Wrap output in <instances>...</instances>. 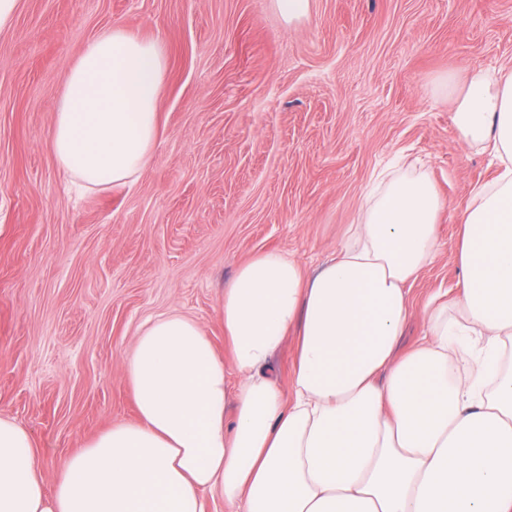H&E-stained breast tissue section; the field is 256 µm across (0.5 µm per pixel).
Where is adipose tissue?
<instances>
[{
    "label": "adipose tissue",
    "mask_w": 512,
    "mask_h": 512,
    "mask_svg": "<svg viewBox=\"0 0 512 512\" xmlns=\"http://www.w3.org/2000/svg\"><path fill=\"white\" fill-rule=\"evenodd\" d=\"M164 46L101 31L64 75L55 161L81 187L151 164ZM460 138L498 161L467 206L451 303L405 356L407 285L432 262L443 208L425 176L381 181L352 242L307 273L288 253L224 288L231 358L193 319L149 321L124 358L137 417L70 456L46 489L31 431L0 415V512H512V70L472 73ZM296 333L289 388L272 358Z\"/></svg>",
    "instance_id": "ef3b65f1"
}]
</instances>
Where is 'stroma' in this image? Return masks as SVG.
Listing matches in <instances>:
<instances>
[{"label":"stroma","mask_w":512,"mask_h":512,"mask_svg":"<svg viewBox=\"0 0 512 512\" xmlns=\"http://www.w3.org/2000/svg\"><path fill=\"white\" fill-rule=\"evenodd\" d=\"M168 55L154 159L81 193L50 145L63 74L103 29ZM512 67V0H19L0 31V414L31 430L46 481L82 442L136 414L123 369L138 327L180 313L228 357L220 303L252 256L306 270L343 246L398 154L443 202L439 247L408 285L400 351L462 277L456 235L498 167L461 141L456 95ZM311 0H274L276 10L280 16L292 22L305 16L310 8Z\"/></svg>","instance_id":"35a3bbf8"}]
</instances>
